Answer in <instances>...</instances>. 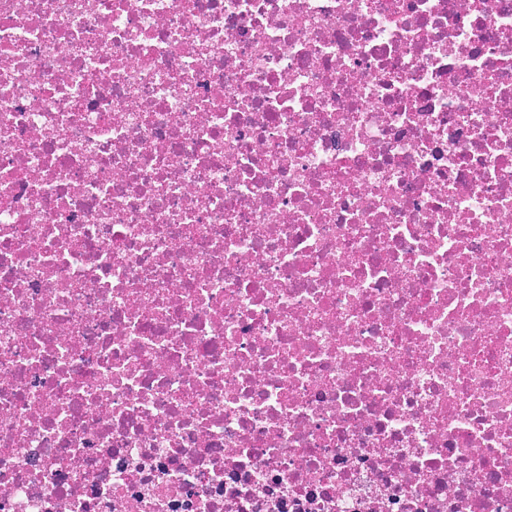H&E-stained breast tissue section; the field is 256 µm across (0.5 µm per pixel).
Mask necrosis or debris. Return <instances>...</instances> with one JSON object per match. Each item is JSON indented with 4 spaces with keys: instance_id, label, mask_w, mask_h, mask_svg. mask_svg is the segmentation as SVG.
Wrapping results in <instances>:
<instances>
[{
    "instance_id": "necrosis-or-debris-1",
    "label": "necrosis or debris",
    "mask_w": 512,
    "mask_h": 512,
    "mask_svg": "<svg viewBox=\"0 0 512 512\" xmlns=\"http://www.w3.org/2000/svg\"><path fill=\"white\" fill-rule=\"evenodd\" d=\"M0 512H512V0H0Z\"/></svg>"
}]
</instances>
